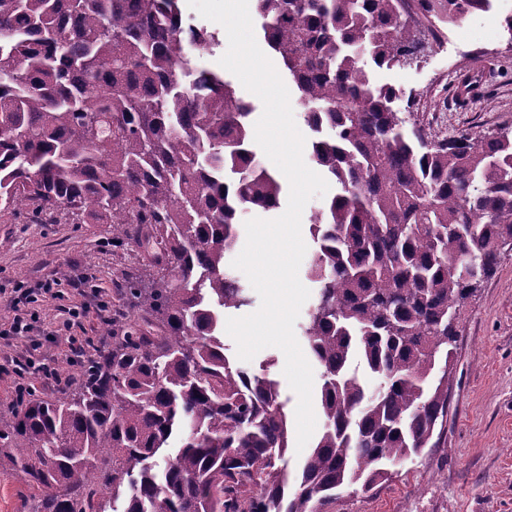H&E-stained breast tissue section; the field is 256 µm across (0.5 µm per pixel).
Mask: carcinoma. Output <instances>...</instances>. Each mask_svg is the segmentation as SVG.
Masks as SVG:
<instances>
[{
  "label": "carcinoma",
  "instance_id": "carcinoma-1",
  "mask_svg": "<svg viewBox=\"0 0 512 512\" xmlns=\"http://www.w3.org/2000/svg\"><path fill=\"white\" fill-rule=\"evenodd\" d=\"M254 2L338 188L309 227L303 329L324 429L290 470L280 383L224 352L217 310L249 303L224 254L282 185L252 105L196 64L213 36L185 33L178 0H0V210L102 220L153 250L76 387L0 419L24 512H325L447 420L459 307L512 246V126L435 140L371 69L418 52L411 4L455 23L491 0Z\"/></svg>",
  "mask_w": 512,
  "mask_h": 512
}]
</instances>
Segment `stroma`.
<instances>
[{"mask_svg":"<svg viewBox=\"0 0 512 512\" xmlns=\"http://www.w3.org/2000/svg\"><path fill=\"white\" fill-rule=\"evenodd\" d=\"M512 0H492L489 9L447 24L443 37L422 33L426 49L404 68L377 69L373 79L404 94L399 109H412L417 123L436 138L466 132L482 137L512 125V34L503 26ZM490 65L482 94L469 111L452 104L453 79L464 67ZM147 257L133 244L117 248L106 224H39L27 215L0 211V324L13 316L17 284L38 287L65 274L63 298L39 309L37 329L58 330L31 354L24 377L14 359L25 339L0 338V415L18 398L17 381L35 399L61 395L63 385L46 383L44 372L67 360V339L111 345L95 315L99 302L114 303L121 273ZM90 310L81 327L67 328L68 310ZM327 512H512V250L496 272L460 308L453 375L448 384V419L421 456L407 460L369 492L350 490Z\"/></svg>","mask_w":512,"mask_h":512,"instance_id":"stroma-1","label":"stroma"}]
</instances>
